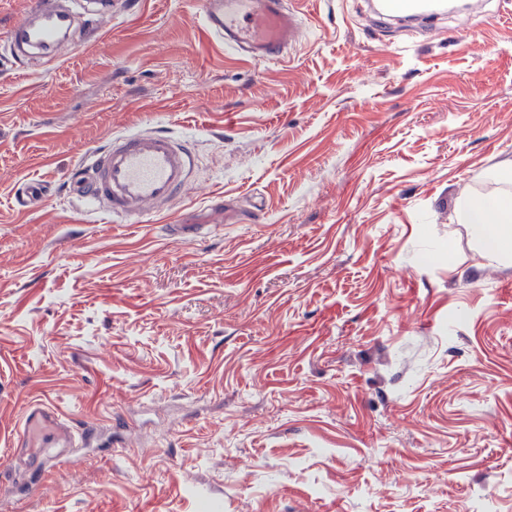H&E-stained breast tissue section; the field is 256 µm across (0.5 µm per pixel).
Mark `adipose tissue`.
<instances>
[{"mask_svg": "<svg viewBox=\"0 0 512 512\" xmlns=\"http://www.w3.org/2000/svg\"><path fill=\"white\" fill-rule=\"evenodd\" d=\"M489 176L498 189L460 201L457 220L468 225L481 256L507 258L512 256V163L499 165Z\"/></svg>", "mask_w": 512, "mask_h": 512, "instance_id": "ef3b65f1", "label": "adipose tissue"}]
</instances>
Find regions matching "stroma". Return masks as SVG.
Returning a JSON list of instances; mask_svg holds the SVG:
<instances>
[{"instance_id":"obj_1","label":"stroma","mask_w":512,"mask_h":512,"mask_svg":"<svg viewBox=\"0 0 512 512\" xmlns=\"http://www.w3.org/2000/svg\"><path fill=\"white\" fill-rule=\"evenodd\" d=\"M15 60L0 0V512H512V263L456 203L512 162V0L414 36L365 0H288L275 63L132 0ZM192 148L168 216L69 196L112 137ZM52 183L36 210L17 203ZM93 436L42 470L27 408Z\"/></svg>"}]
</instances>
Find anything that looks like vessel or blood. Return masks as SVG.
<instances>
[{
    "label": "vessel or blood",
    "instance_id": "b4317fda",
    "mask_svg": "<svg viewBox=\"0 0 512 512\" xmlns=\"http://www.w3.org/2000/svg\"><path fill=\"white\" fill-rule=\"evenodd\" d=\"M377 14L413 25L446 13L437 0H377ZM207 34L257 63L283 58L301 33L285 0H199ZM73 15L52 0H32L10 30L14 54L31 58L62 56L69 48L66 29ZM194 156L189 144L156 130L112 138L70 178L72 194L85 197L125 224L140 223L149 212L166 214L193 183ZM19 444L43 465L54 461L51 448L71 444V427L50 405L29 407Z\"/></svg>",
    "mask_w": 512,
    "mask_h": 512
}]
</instances>
